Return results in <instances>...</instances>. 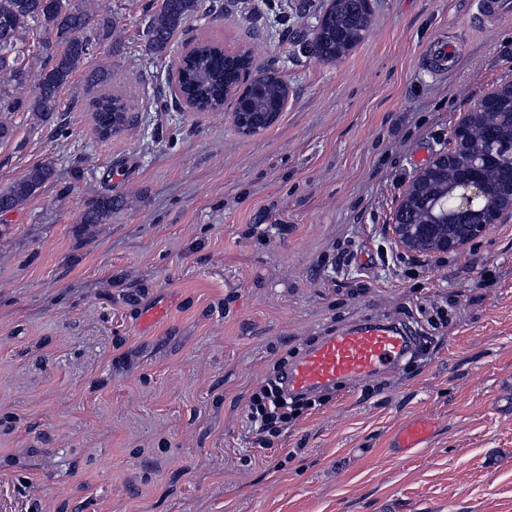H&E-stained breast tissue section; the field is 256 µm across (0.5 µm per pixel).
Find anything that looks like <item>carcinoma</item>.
I'll use <instances>...</instances> for the list:
<instances>
[{"mask_svg":"<svg viewBox=\"0 0 512 512\" xmlns=\"http://www.w3.org/2000/svg\"><path fill=\"white\" fill-rule=\"evenodd\" d=\"M200 9L201 0H161L160 9L146 24L148 49L157 56L171 52ZM370 23L369 0H334L314 27L306 52L319 61H337L365 39ZM115 27L112 15L95 13L94 0H0L1 143L14 136L10 113L30 112L46 122L59 111L61 91L94 46L112 42ZM34 30L40 38L33 51L26 34ZM249 71L261 76L263 93L258 96L251 88L240 86L241 73ZM177 72L181 94L205 112L221 110L226 103L234 109L241 96L251 99L252 112L278 116L284 110L286 87L278 73L271 67H258L246 48L229 52L201 44L179 58ZM31 82L35 90L29 95L26 88ZM472 111L479 116L469 130L470 150L496 153V162L484 170V182L498 188L512 170V97L503 96L490 106L478 102ZM94 112L97 130L105 138L128 125V120L120 119L127 105L118 96L98 100ZM51 177L52 168L47 164L30 168L21 179L0 190V213L18 208ZM114 205L111 194L98 196L86 204L80 223H106ZM462 205L461 188L434 184L406 207L402 219L407 224H453Z\"/></svg>","mask_w":512,"mask_h":512,"instance_id":"1","label":"carcinoma"}]
</instances>
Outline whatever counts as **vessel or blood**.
Returning <instances> with one entry per match:
<instances>
[{
    "instance_id": "vessel-or-blood-1",
    "label": "vessel or blood",
    "mask_w": 512,
    "mask_h": 512,
    "mask_svg": "<svg viewBox=\"0 0 512 512\" xmlns=\"http://www.w3.org/2000/svg\"><path fill=\"white\" fill-rule=\"evenodd\" d=\"M457 51L456 43L441 35L422 48L420 61L430 75L442 76L455 66ZM418 342V336L404 322H353L297 355L283 377L284 391L299 399L339 384L356 386L398 367ZM431 433V422L421 417L402 427L395 442L400 448H418Z\"/></svg>"
}]
</instances>
